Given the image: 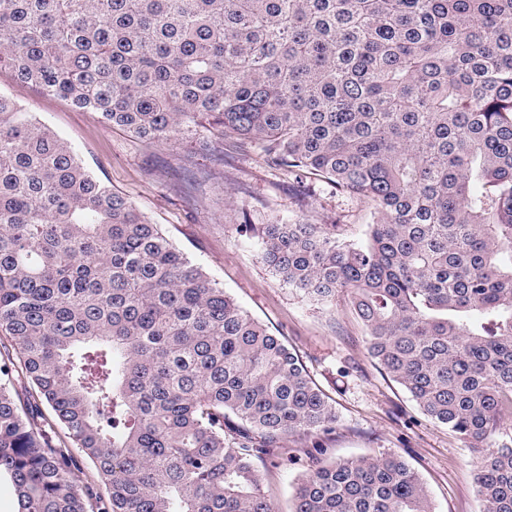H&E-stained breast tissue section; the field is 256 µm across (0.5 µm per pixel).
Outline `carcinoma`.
<instances>
[{"label": "carcinoma", "mask_w": 512, "mask_h": 512, "mask_svg": "<svg viewBox=\"0 0 512 512\" xmlns=\"http://www.w3.org/2000/svg\"><path fill=\"white\" fill-rule=\"evenodd\" d=\"M2 69L158 143L205 117L204 149L359 196L365 241L264 224L258 256L349 297L370 356L479 453L481 512H512V445H488L512 417V0H0ZM2 360L18 512H274L255 461L336 425L279 337L0 94ZM293 512L435 510L387 453L315 456Z\"/></svg>", "instance_id": "cac0c4a2"}]
</instances>
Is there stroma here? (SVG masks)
<instances>
[{"instance_id": "stroma-1", "label": "stroma", "mask_w": 512, "mask_h": 512, "mask_svg": "<svg viewBox=\"0 0 512 512\" xmlns=\"http://www.w3.org/2000/svg\"><path fill=\"white\" fill-rule=\"evenodd\" d=\"M0 94L19 103L75 148L83 164L160 225L254 318L280 337L333 399L335 429L322 435L326 455L351 459L397 453L426 482L435 512H479L477 455L448 428L424 416L367 351L365 331L347 298L325 305L286 288L258 258L253 231L277 221L341 225L359 241L370 207L329 183H296L270 167L257 147L225 145L202 156L192 139L148 143L103 124L97 113L0 72ZM302 434L260 461L278 512H291L293 486L317 442Z\"/></svg>"}]
</instances>
